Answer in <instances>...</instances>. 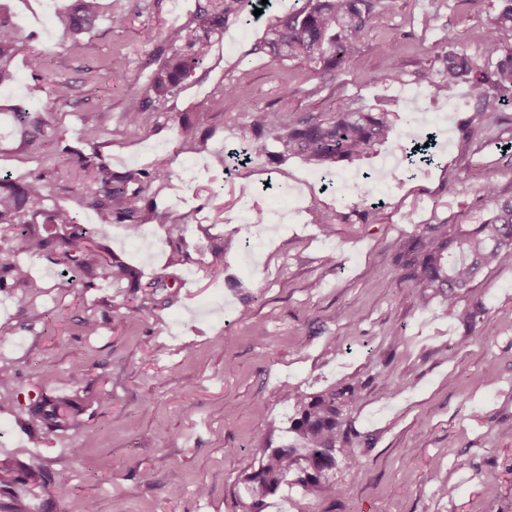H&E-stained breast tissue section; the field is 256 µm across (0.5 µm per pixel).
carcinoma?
<instances>
[{"instance_id":"carcinoma-1","label":"carcinoma","mask_w":512,"mask_h":512,"mask_svg":"<svg viewBox=\"0 0 512 512\" xmlns=\"http://www.w3.org/2000/svg\"><path fill=\"white\" fill-rule=\"evenodd\" d=\"M237 0H210L200 10L195 28L172 27L165 35L158 65L147 86V96L130 98L126 119L139 130L148 125L155 103L176 95L183 82L208 58L212 48L210 36L220 32L229 15L236 11ZM402 0H303L300 7L271 26L262 49L275 61H295L302 66L321 63L324 69L340 71L352 57L356 44L374 26L381 12L395 14ZM101 12L100 0H75L59 16L64 33L76 45L90 32ZM504 29L512 30V0H503L491 21L484 39L483 57L486 70H479L472 58L450 52L443 59L432 91L440 94L448 86L463 81L490 84L491 91L478 96L471 124L481 125L491 112L512 100V47L500 38ZM20 32L0 15V82L12 79L9 69L17 51ZM386 61V71L393 79H401L393 59V42L377 46ZM70 85L53 81L47 87L50 102L68 99ZM249 127L255 140L272 139L280 154L297 156L333 177L338 167L370 152L384 143L394 132L390 111L364 112L347 105L329 115H309L291 122L280 112L252 107L245 102ZM16 123L31 138L43 133L44 121L38 112L21 109L14 113ZM52 171H38L25 182H16L0 174V224L13 230L21 251L31 258L60 252L90 286L96 280L127 282L132 288L146 286L159 291L162 282L142 284L138 272L103 256L92 254L95 231L79 223L68 208L45 206L48 178ZM171 173L158 165L152 170L140 169L125 175L112 172L109 162L97 151L78 153L68 177L88 187L83 205L96 211L103 224H122L135 238L142 224L154 219L159 224L180 226L184 216L168 209L162 212L140 205L146 186L157 179H168ZM403 266L409 270L416 297L426 303L436 294L448 296V316H457L456 291L468 287L485 269L512 265V201L505 203L479 224L458 225L453 233L432 228L425 239L400 244ZM32 290L39 284L30 278L25 266L0 261V286L7 281ZM359 394L353 383L335 386L318 393H306L285 387L283 401L293 409L288 432L293 441L274 448L267 447L258 470L248 474V492L252 502L248 512H263L265 499L283 487L298 485L321 498H334L338 488L330 480L337 466V451L347 442L351 425L344 417L346 403ZM109 394L77 389L74 393L42 394L30 408L37 428L31 434L32 444L41 443L40 431H56L82 427L81 415L94 403L101 404ZM57 479L40 465L17 464L0 458V512H29L23 490L42 497L41 512H56Z\"/></svg>"}]
</instances>
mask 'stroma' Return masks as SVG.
<instances>
[{"instance_id": "stroma-1", "label": "stroma", "mask_w": 512, "mask_h": 512, "mask_svg": "<svg viewBox=\"0 0 512 512\" xmlns=\"http://www.w3.org/2000/svg\"><path fill=\"white\" fill-rule=\"evenodd\" d=\"M202 0H102L103 14L79 45L57 14L68 0H0L27 40L15 54L14 82L0 94V173L23 179L54 169L51 203L96 225L99 253L135 268L142 289L99 281L83 287L59 258L28 259L0 226V256L27 265L37 293L0 288V367L12 374L16 405L0 413L7 434L0 457L38 464L58 479V512H246L243 480L264 448L285 435L284 387L316 392L354 383L359 397L345 414L359 469L338 467L341 488L324 500L298 487L267 499L263 512H512V266L485 270L457 295L465 310L482 302L483 320L468 327L448 317L443 297L419 303L404 276L397 244L427 226L476 224L497 201L512 198V167L501 147L512 140V104L483 126L470 125L482 91L470 82L427 96L449 50L481 60L500 0H404L380 15L341 72L318 74L274 61L258 46L295 0H239L212 37L207 60L158 105L151 122L130 133L125 107L144 94L167 29L195 25ZM122 9L125 26L110 14ZM395 37L396 82L383 69L378 42ZM39 56L40 68L31 65ZM123 71L109 70L113 56ZM68 81L66 101L43 110L34 96L42 78ZM294 87L283 94L284 82ZM238 88L239 98L224 94ZM420 94L419 114L442 116L435 161L407 166L405 98ZM247 99L298 119L341 104L394 112V135L343 167L357 178L344 190L296 157L274 161L275 144L256 149ZM45 111L43 136L24 143L15 107ZM109 119L94 148L113 172L165 163L171 176L145 195L155 210L178 209L182 226L149 221L137 238L123 225L101 224L81 205L66 175L70 150L88 152L84 127ZM199 143L178 135L180 122ZM470 138L468 153L456 147ZM245 150L249 159L223 169L215 154ZM494 180L496 198L483 192ZM282 211L278 223L245 225L242 210ZM332 220L324 234L321 220ZM181 240L182 264L169 262ZM224 273L213 276L214 248ZM165 279L151 295L146 282ZM248 320H240L242 308ZM94 317L96 333L83 320ZM88 366L87 383L111 394L90 406L78 430L29 442L31 400L69 393V367ZM205 494H198V487Z\"/></svg>"}]
</instances>
